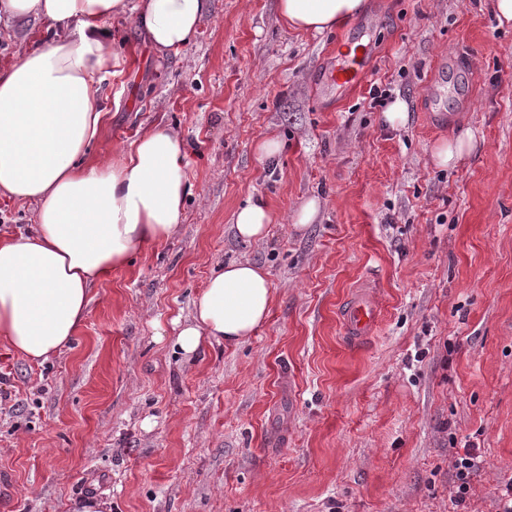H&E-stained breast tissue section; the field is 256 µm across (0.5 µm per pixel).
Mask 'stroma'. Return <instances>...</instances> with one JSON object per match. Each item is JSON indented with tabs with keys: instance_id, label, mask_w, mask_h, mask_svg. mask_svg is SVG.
I'll list each match as a JSON object with an SVG mask.
<instances>
[{
	"instance_id": "stroma-1",
	"label": "stroma",
	"mask_w": 512,
	"mask_h": 512,
	"mask_svg": "<svg viewBox=\"0 0 512 512\" xmlns=\"http://www.w3.org/2000/svg\"><path fill=\"white\" fill-rule=\"evenodd\" d=\"M90 160L164 125L191 183L177 234L91 290L75 341L42 366L0 346V512H497L512 480V26L491 0H366L322 34L276 0H211L195 42L161 57L110 21ZM47 24L0 19V69ZM372 49L364 88L324 90L337 43ZM479 73L471 83L470 70ZM408 104L384 126L370 86ZM471 129L456 167L433 146ZM278 136L277 165L257 142ZM267 198L281 221L242 242L233 215ZM318 197L317 220L286 218ZM269 273V320L248 342L185 357L177 323L217 264ZM358 292L379 310L353 340ZM482 460L455 506L458 451ZM378 320V308L365 293L356 295L345 307L342 324L345 333L354 340L365 337Z\"/></svg>"
}]
</instances>
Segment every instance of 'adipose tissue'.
Returning a JSON list of instances; mask_svg holds the SVG:
<instances>
[{
  "label": "adipose tissue",
  "mask_w": 512,
  "mask_h": 512,
  "mask_svg": "<svg viewBox=\"0 0 512 512\" xmlns=\"http://www.w3.org/2000/svg\"><path fill=\"white\" fill-rule=\"evenodd\" d=\"M209 0H0V14L45 21L56 36L0 69V197L34 206L28 234L0 238V343L31 363L69 346L90 306V288L141 247L169 239L189 188L185 142L145 129L116 158L87 153L105 115L99 84L112 70L105 22L127 17L158 53L187 48ZM364 0H278L288 28L324 33L352 21ZM279 218L263 198L234 215L235 236L263 238ZM268 272L233 260L213 272L174 345L183 355L255 336L271 307Z\"/></svg>",
  "instance_id": "adipose-tissue-1"
}]
</instances>
